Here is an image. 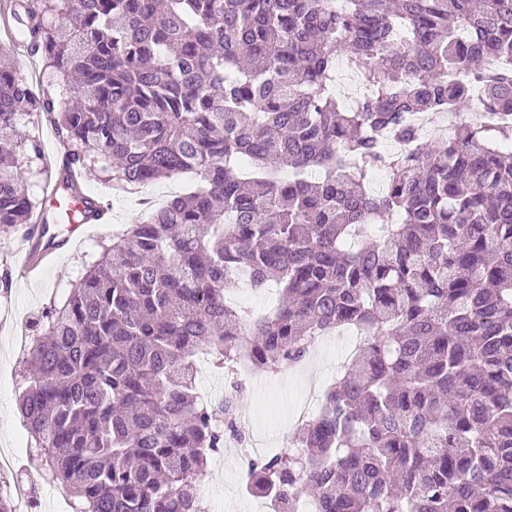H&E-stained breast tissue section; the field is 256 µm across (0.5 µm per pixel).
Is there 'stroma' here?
I'll list each match as a JSON object with an SVG mask.
<instances>
[{
	"instance_id": "obj_1",
	"label": "stroma",
	"mask_w": 512,
	"mask_h": 512,
	"mask_svg": "<svg viewBox=\"0 0 512 512\" xmlns=\"http://www.w3.org/2000/svg\"><path fill=\"white\" fill-rule=\"evenodd\" d=\"M86 183L95 194L109 198L111 223L91 225L81 240L62 245L37 274L13 277L8 292H0V452L13 464L9 475L0 474V483L31 481L37 512H66V507L55 487L39 478L42 458L30 448V437L18 408L26 386L25 360L35 323L51 297L67 296L74 288L86 265L96 259L103 237L114 227L134 223L142 211L134 198L113 195L111 186L97 174H90ZM343 362L336 346L326 342L317 347L304 371L260 373L245 383L239 399L245 413L246 435L268 440L271 448L281 447L295 431L294 407L308 398L312 388L327 389ZM243 475V461L234 448L212 456L206 479L209 512H254L256 500L244 493Z\"/></svg>"
}]
</instances>
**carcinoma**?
I'll return each mask as SVG.
<instances>
[{
	"instance_id": "cac0c4a2",
	"label": "carcinoma",
	"mask_w": 512,
	"mask_h": 512,
	"mask_svg": "<svg viewBox=\"0 0 512 512\" xmlns=\"http://www.w3.org/2000/svg\"><path fill=\"white\" fill-rule=\"evenodd\" d=\"M57 87L34 96L0 42V235L33 224L22 117L47 112L76 194L192 174L112 234L43 307L20 407L74 512H207L234 395L198 402L197 353L273 372L315 340L363 341L291 446L247 462L282 512H512V125L412 117L512 105V0H38ZM349 61L372 94L336 97ZM286 169L288 178L275 173ZM377 170L382 191L372 188ZM276 285L252 317L230 287Z\"/></svg>"
}]
</instances>
